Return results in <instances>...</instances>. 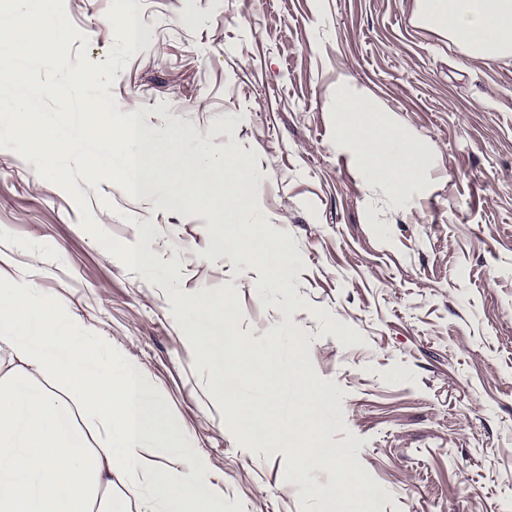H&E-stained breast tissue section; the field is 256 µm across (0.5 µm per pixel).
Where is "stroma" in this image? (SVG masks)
<instances>
[{
  "mask_svg": "<svg viewBox=\"0 0 512 512\" xmlns=\"http://www.w3.org/2000/svg\"><path fill=\"white\" fill-rule=\"evenodd\" d=\"M111 0H65L103 63ZM142 35L115 69L119 113H137L161 153L151 194L76 185L98 224L148 255L126 270L80 226L70 195L0 149V271L36 275L75 322L137 365L190 467L224 512H331L333 471L292 470L279 439L294 368L322 401L295 425L340 448L366 512H512V55L469 56L422 23L418 0H138ZM383 111L427 159L392 194L336 128L339 98ZM256 177L253 206L224 221V161ZM209 173L206 184L190 176ZM260 251H232L236 224ZM227 303L224 349H267V371L201 351L196 308ZM279 383L269 410L266 376ZM250 402L262 438L240 428Z\"/></svg>",
  "mask_w": 512,
  "mask_h": 512,
  "instance_id": "1",
  "label": "stroma"
}]
</instances>
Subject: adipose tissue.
Masks as SVG:
<instances>
[{"label": "adipose tissue", "instance_id": "adipose-tissue-1", "mask_svg": "<svg viewBox=\"0 0 512 512\" xmlns=\"http://www.w3.org/2000/svg\"><path fill=\"white\" fill-rule=\"evenodd\" d=\"M423 23L445 33L472 56L493 60L512 52V0H419ZM370 106L360 99L338 108L341 135L355 141L363 168L392 191L419 178L425 160L407 145L387 166L383 137L371 134ZM224 173L233 190L226 214L253 202L255 177L236 158ZM207 334L203 350L224 392V309L195 312ZM0 512H126L114 483L146 484L138 512H223V496L208 478L182 467L189 449L170 427L143 383L140 369L116 358L112 340L89 336L68 306L50 304L43 288L0 276ZM302 470L329 469L327 495L345 505L358 494L354 469L339 450L319 451L308 438L293 461Z\"/></svg>", "mask_w": 512, "mask_h": 512}]
</instances>
